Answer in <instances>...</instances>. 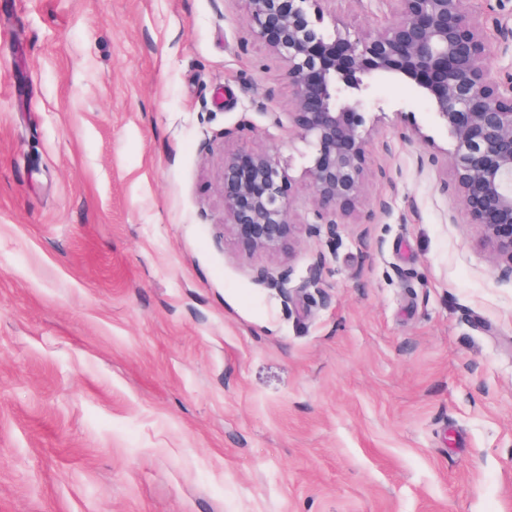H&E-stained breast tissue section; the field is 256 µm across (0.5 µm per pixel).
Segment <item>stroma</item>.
Masks as SVG:
<instances>
[{
	"mask_svg": "<svg viewBox=\"0 0 512 512\" xmlns=\"http://www.w3.org/2000/svg\"><path fill=\"white\" fill-rule=\"evenodd\" d=\"M329 35L392 0H324ZM247 0H0V512H512V283L456 142L397 82L310 236L313 146ZM274 154L287 290L224 232L225 152Z\"/></svg>",
	"mask_w": 512,
	"mask_h": 512,
	"instance_id": "1",
	"label": "stroma"
}]
</instances>
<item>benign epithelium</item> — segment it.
Here are the masks:
<instances>
[{
	"mask_svg": "<svg viewBox=\"0 0 512 512\" xmlns=\"http://www.w3.org/2000/svg\"><path fill=\"white\" fill-rule=\"evenodd\" d=\"M248 0L247 26L282 62L293 87L288 126L315 147L308 178L316 222L309 234L336 239L338 218L359 202L368 137L359 95L396 78L433 106L456 141L452 160L463 210L481 233L494 269L512 281V76L488 65L493 41L468 8L469 0H395L397 19L373 35L327 37L308 3ZM224 230L238 249L269 258L294 256L297 225L290 219L287 173L265 149L224 154ZM291 266L256 268V279L284 293Z\"/></svg>",
	"mask_w": 512,
	"mask_h": 512,
	"instance_id": "7a95c632",
	"label": "benign epithelium"
}]
</instances>
